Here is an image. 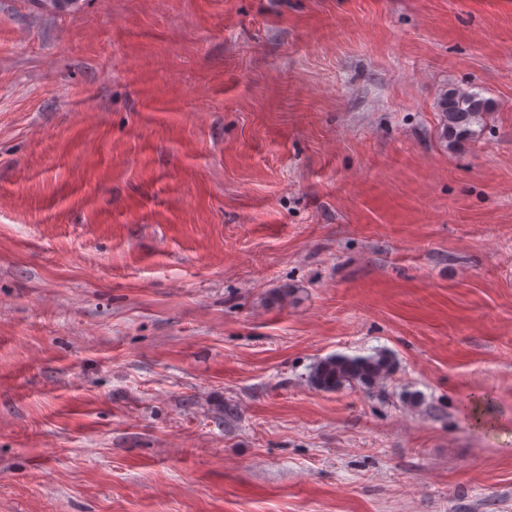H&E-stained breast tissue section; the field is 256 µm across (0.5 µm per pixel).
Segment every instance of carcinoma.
<instances>
[{
  "label": "carcinoma",
  "instance_id": "carcinoma-1",
  "mask_svg": "<svg viewBox=\"0 0 512 512\" xmlns=\"http://www.w3.org/2000/svg\"><path fill=\"white\" fill-rule=\"evenodd\" d=\"M443 128L448 143L471 133V125L489 111V103L474 92L450 89L442 94L439 103ZM392 359L384 351L365 356L330 355L318 361L310 373L312 385L322 391L344 387L370 389L390 374Z\"/></svg>",
  "mask_w": 512,
  "mask_h": 512
}]
</instances>
